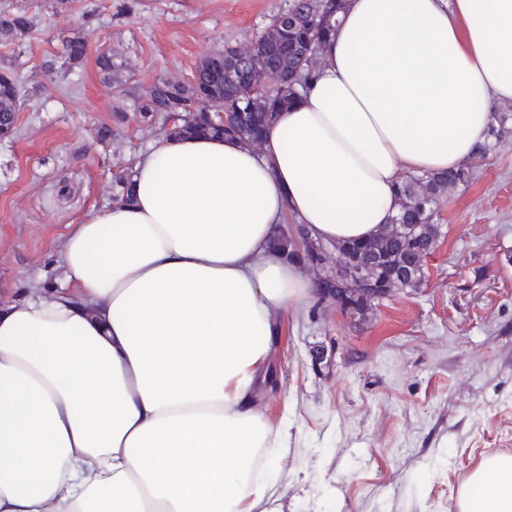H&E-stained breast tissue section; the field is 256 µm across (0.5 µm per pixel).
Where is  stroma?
Segmentation results:
<instances>
[{"mask_svg": "<svg viewBox=\"0 0 512 512\" xmlns=\"http://www.w3.org/2000/svg\"><path fill=\"white\" fill-rule=\"evenodd\" d=\"M288 4L0 0V12L31 19L23 43L0 42L24 100L14 137L0 140L1 302L61 286L69 224L111 204L115 175L172 127L164 116L142 125L134 96L160 77L189 83L201 59L248 46ZM70 32L86 38V59L48 71ZM105 50L127 95L96 66ZM467 165L471 183L440 203L421 288L362 320L313 301L279 314V383L256 401L288 443L284 512H457L471 471L512 453V129Z\"/></svg>", "mask_w": 512, "mask_h": 512, "instance_id": "obj_1", "label": "stroma"}]
</instances>
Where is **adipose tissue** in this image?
<instances>
[{"label": "adipose tissue", "mask_w": 512, "mask_h": 512, "mask_svg": "<svg viewBox=\"0 0 512 512\" xmlns=\"http://www.w3.org/2000/svg\"><path fill=\"white\" fill-rule=\"evenodd\" d=\"M318 53L261 149L154 140L60 238L61 287L0 302V512H282L255 388L315 285L275 233L370 238L406 174L476 154L512 103V0H347ZM457 506L512 512V455Z\"/></svg>", "instance_id": "adipose-tissue-1"}]
</instances>
